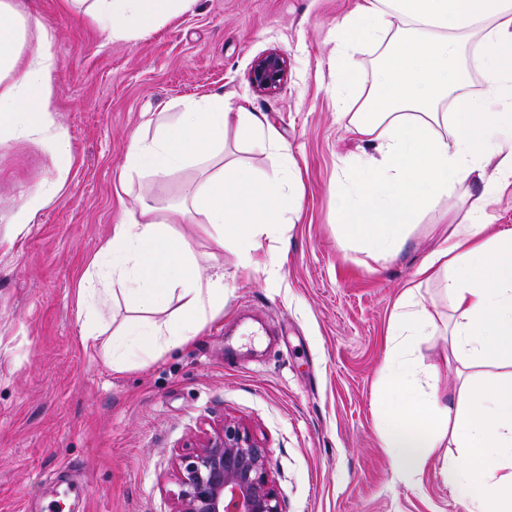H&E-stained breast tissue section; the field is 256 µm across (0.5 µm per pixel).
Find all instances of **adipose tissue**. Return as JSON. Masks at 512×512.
<instances>
[{
    "label": "adipose tissue",
    "instance_id": "ef3b65f1",
    "mask_svg": "<svg viewBox=\"0 0 512 512\" xmlns=\"http://www.w3.org/2000/svg\"><path fill=\"white\" fill-rule=\"evenodd\" d=\"M194 0H92L88 14L115 41L190 9ZM28 26L0 0V126L42 133L58 150L67 137L48 118L51 69L46 48L23 59ZM390 45L378 78L350 121L366 153L347 160L353 195L346 234L377 259L399 256L421 212L437 209L466 180L483 192L462 215L450 216L439 242L415 272L442 284L452 316L440 328L418 287L395 303L383 370L392 399L381 437L395 458L394 475L414 485L444 444L459 448L441 475L468 512H512V375L488 387L423 385L410 357L417 336L446 330L453 353L512 366V230L491 232L487 200L512 188V0H360L335 27L339 89L353 86L350 67L360 41ZM484 65L490 92L469 94L468 59ZM249 129L252 146L281 162L263 179L236 161L185 188L193 211L217 241L243 244L242 267L255 263L263 236L298 206L287 185L298 173L288 146L264 116L230 114L215 95L186 104L152 139L132 138L125 174L163 179L224 148L229 122ZM93 267L111 276L108 297L123 295L130 313L112 335V367L123 371L144 355L188 344L224 309V268L200 276L190 239L157 219L144 203L113 225Z\"/></svg>",
    "mask_w": 512,
    "mask_h": 512
}]
</instances>
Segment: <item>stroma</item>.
Masks as SVG:
<instances>
[{"label":"stroma","mask_w":512,"mask_h":512,"mask_svg":"<svg viewBox=\"0 0 512 512\" xmlns=\"http://www.w3.org/2000/svg\"><path fill=\"white\" fill-rule=\"evenodd\" d=\"M358 0H196L127 41H112L76 0H14L29 18L26 49L49 42L59 155L41 136L0 128V512H172L176 467L194 439L224 421L247 426L269 453L281 512H465L432 460L420 485L396 480L380 437L389 398L381 380L393 305L415 286L444 211L476 201L456 186L410 228L403 252L378 260L343 239V158L362 146L336 105L332 31ZM288 54L282 91L252 89V63ZM223 96L261 112L301 171L300 214L274 225L283 264L243 270L237 244L217 245L193 217L178 221L202 274L224 266V314L186 347L117 373L102 344L82 338L81 283L126 211L148 201L159 219L185 183L236 159L264 176L281 158L229 125L224 151L158 182L119 183L133 135L152 137L184 104ZM36 195L46 203L20 216ZM419 286V285H416ZM440 318L442 288L419 286ZM440 382L482 383L495 364L457 366L444 337L413 344Z\"/></svg>","instance_id":"stroma-1"}]
</instances>
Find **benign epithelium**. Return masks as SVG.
<instances>
[{"label": "benign epithelium", "mask_w": 512, "mask_h": 512, "mask_svg": "<svg viewBox=\"0 0 512 512\" xmlns=\"http://www.w3.org/2000/svg\"><path fill=\"white\" fill-rule=\"evenodd\" d=\"M287 75L288 56L275 49L253 62L249 82L259 92L275 93ZM176 483L173 512H281L267 448L235 420L204 433L180 458Z\"/></svg>", "instance_id": "1"}]
</instances>
